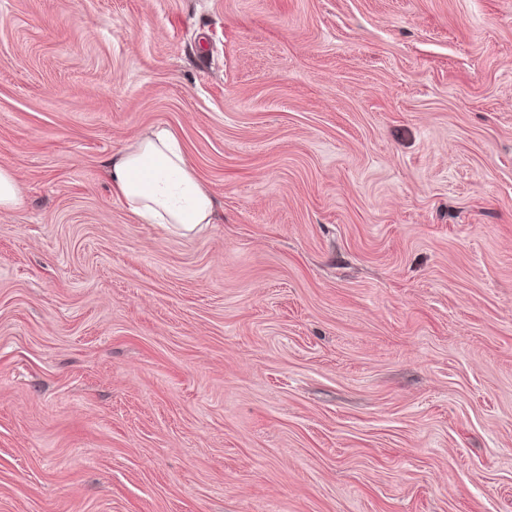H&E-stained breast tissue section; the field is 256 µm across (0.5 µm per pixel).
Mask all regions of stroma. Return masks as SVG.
Masks as SVG:
<instances>
[{
  "label": "stroma",
  "instance_id": "obj_1",
  "mask_svg": "<svg viewBox=\"0 0 512 512\" xmlns=\"http://www.w3.org/2000/svg\"><path fill=\"white\" fill-rule=\"evenodd\" d=\"M1 167L0 512H512V0H0ZM112 195L148 224L190 232L216 218L212 195L200 183L173 132L157 127L106 161ZM22 199V189L16 175L6 168H0V211L18 206Z\"/></svg>",
  "mask_w": 512,
  "mask_h": 512
}]
</instances>
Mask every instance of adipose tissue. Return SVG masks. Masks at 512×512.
I'll return each mask as SVG.
<instances>
[{"mask_svg":"<svg viewBox=\"0 0 512 512\" xmlns=\"http://www.w3.org/2000/svg\"><path fill=\"white\" fill-rule=\"evenodd\" d=\"M105 175L113 196L147 223L189 232L215 221L214 199L169 128L147 131L113 153Z\"/></svg>","mask_w":512,"mask_h":512,"instance_id":"adipose-tissue-1","label":"adipose tissue"}]
</instances>
